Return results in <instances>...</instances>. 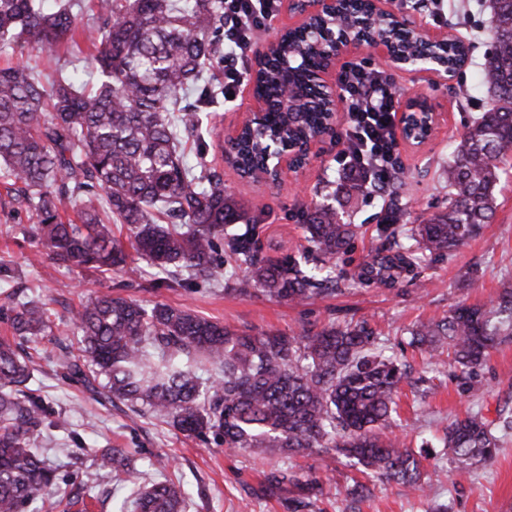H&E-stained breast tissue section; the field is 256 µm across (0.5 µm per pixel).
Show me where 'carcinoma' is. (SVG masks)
Segmentation results:
<instances>
[{"mask_svg": "<svg viewBox=\"0 0 512 512\" xmlns=\"http://www.w3.org/2000/svg\"><path fill=\"white\" fill-rule=\"evenodd\" d=\"M495 17L488 65L475 76L492 107L458 142L448 164V206L415 228L400 227L403 212L389 207L384 227L393 244L356 266L350 279L393 287L419 256L449 254L490 222L496 207L504 152L512 148V0H489ZM96 31L82 27L73 0H0V43L52 50L93 41L96 53L45 86L20 67L0 69V181L13 191L32 224L25 234L68 270L140 274L112 232L128 230L136 255L161 274L158 286L196 289L224 278L239 294L249 286L302 303L331 291L327 263L346 254L359 225L336 210L302 211L308 246L271 260L262 254L260 227L224 191L223 175L203 161L200 113L224 97V0H95ZM386 32L409 55L423 42L410 30ZM292 84L304 100L295 112L280 109L282 82L259 79L272 99L266 132L287 138L311 135L322 111L306 74ZM245 173L262 167L260 139L244 131L236 152ZM72 206L78 221L62 211ZM411 232L420 252L396 242ZM244 277H239V273ZM0 318L21 340L52 333L48 310L36 300L0 306ZM83 362L60 347L57 366L110 401L127 403L138 417L161 419L188 436L213 438L236 450L266 448L289 456L334 453L370 477L422 489L425 448L382 440L376 427L397 413L407 366L376 352L380 336L367 323L298 334L239 330L187 308L147 306L123 297L90 298L73 319ZM409 344L429 349L427 368L413 381L425 394L450 350L455 366L472 375L489 349L512 339V289L487 305L457 306L439 321L407 329ZM210 366L207 381L193 370ZM32 355L21 341L0 339V512H44L62 500L76 504L89 493L74 475L64 479L48 463L37 437L64 427L52 407L33 393ZM512 431V410L494 421L469 413L444 429L443 446L460 477L494 460L500 435ZM112 477L137 487L135 512H181L187 492L168 478L140 485L141 471L122 448L100 454ZM270 483L311 489L286 470Z\"/></svg>", "mask_w": 512, "mask_h": 512, "instance_id": "obj_1", "label": "carcinoma"}]
</instances>
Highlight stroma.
Listing matches in <instances>:
<instances>
[{
  "mask_svg": "<svg viewBox=\"0 0 512 512\" xmlns=\"http://www.w3.org/2000/svg\"><path fill=\"white\" fill-rule=\"evenodd\" d=\"M446 29L472 45L468 64L448 84H434L429 74L404 70L389 61L375 62L389 75L400 98H427L445 114L440 128L423 146H399L405 172L401 202L409 227L447 205L448 160L453 147L467 125L492 105L487 90L473 86L491 41L490 9L483 0H467L464 8L449 12ZM80 47L75 53L63 47L50 52L0 45V67L20 65L46 82L57 70L71 68L80 53L92 49L86 40ZM251 104L243 89L235 100L215 106L212 128L204 134L205 159L222 174L225 188L245 205L252 222L263 225L262 251L267 257L293 255L305 246L296 217L300 209L330 203L348 222L362 225L349 253L331 262L336 292L295 304L260 293L228 294L220 283L197 290L156 288L152 282L157 271L148 266L133 281L119 272L108 279L81 275L54 265L44 249L24 239L29 215L10 203L0 185V269H9L8 274L0 272V305L11 304L16 294L23 293L46 303L50 310L52 335L32 336L24 342L36 368L33 388L66 421L65 430L55 433L48 457L60 464L61 474H78L91 489L90 497L70 512H112L113 498L129 496V489L100 467L97 457L105 448H122L131 454L146 483L155 477V463L166 462L168 475L183 483L189 493L184 512H285L281 493L261 492L267 475L280 469L295 472L303 480H318V512H345L346 490L360 477L342 457L231 451L186 436L168 423L132 417L121 402H100L64 378L55 365L57 344L72 338L71 319L88 298L112 294L149 306H186L200 315L257 332L292 334L316 331L330 323L364 321L382 333L380 345L386 353L404 354L419 371L424 367V354L398 346L407 328L419 321L441 319L461 303H487L503 289L512 288V149L501 165L494 217L478 236L452 255L426 259L395 287L361 285L351 281L348 273L385 241L383 196L368 189L352 190L348 175L335 162L336 140L330 136L320 144L316 157L277 186L259 187L241 178L224 162V130L242 121ZM470 385V390H463L458 371L452 367L434 379L425 399L415 398L410 387H402L391 432L415 449L431 442L437 467L424 475L420 493L393 482L370 481L371 493L359 503L357 512H431L438 505L446 506L448 512H512V434L502 439L495 460L476 465L466 479L456 475L449 455L434 443L455 418L479 410L492 420L498 408H512V340L490 351Z\"/></svg>",
  "mask_w": 512,
  "mask_h": 512,
  "instance_id": "35a3bbf8",
  "label": "stroma"
}]
</instances>
